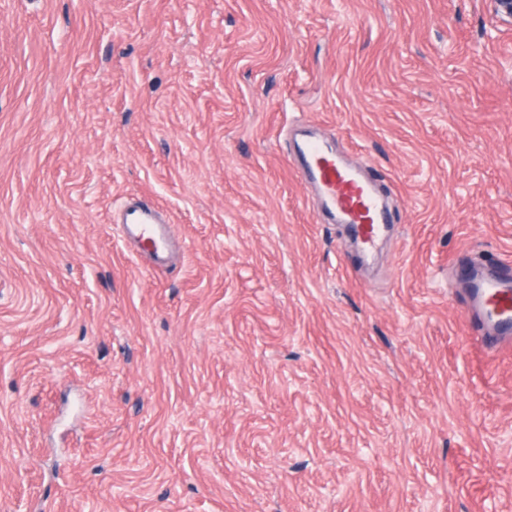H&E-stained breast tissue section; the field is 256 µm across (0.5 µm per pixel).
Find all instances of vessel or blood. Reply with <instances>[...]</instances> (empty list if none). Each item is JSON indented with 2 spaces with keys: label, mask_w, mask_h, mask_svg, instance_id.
Masks as SVG:
<instances>
[{
  "label": "vessel or blood",
  "mask_w": 512,
  "mask_h": 512,
  "mask_svg": "<svg viewBox=\"0 0 512 512\" xmlns=\"http://www.w3.org/2000/svg\"><path fill=\"white\" fill-rule=\"evenodd\" d=\"M299 170L324 208L339 223L357 230L364 250L380 241L388 222L387 204L373 180L346 164L327 144L308 139L298 149ZM113 221L155 256H162L166 230L156 207L132 202ZM474 302L487 336L512 334V274L498 269L473 278Z\"/></svg>",
  "instance_id": "1"
}]
</instances>
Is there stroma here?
<instances>
[{
    "label": "stroma",
    "instance_id": "stroma-1",
    "mask_svg": "<svg viewBox=\"0 0 512 512\" xmlns=\"http://www.w3.org/2000/svg\"><path fill=\"white\" fill-rule=\"evenodd\" d=\"M298 124L390 196L374 255ZM477 258L512 262L495 0H0V512H512ZM113 222L120 225L123 235L133 237L139 246L154 253L157 261L163 260L166 229L156 207L131 202L113 216Z\"/></svg>",
    "mask_w": 512,
    "mask_h": 512
}]
</instances>
